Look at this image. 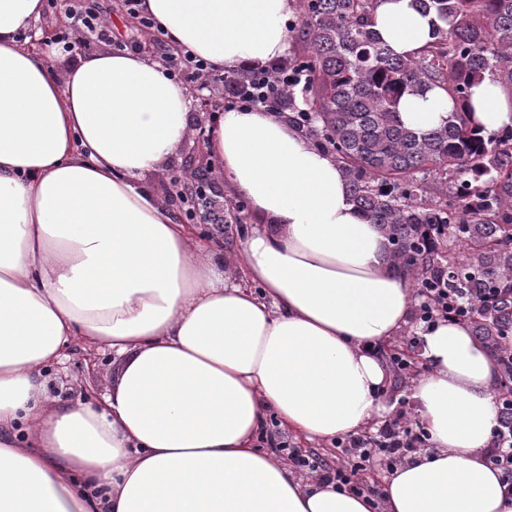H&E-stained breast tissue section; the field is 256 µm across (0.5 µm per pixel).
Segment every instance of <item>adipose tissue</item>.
Segmentation results:
<instances>
[{"label":"adipose tissue","mask_w":512,"mask_h":512,"mask_svg":"<svg viewBox=\"0 0 512 512\" xmlns=\"http://www.w3.org/2000/svg\"><path fill=\"white\" fill-rule=\"evenodd\" d=\"M141 8L173 50L222 69L287 53L296 0ZM43 12L0 0V512H512L484 455L499 366L463 323L421 333L410 397L433 447L381 497L304 481L258 448L271 418L315 442L382 417L415 282L335 159L273 112L227 110L207 147L265 229L228 255L200 243L143 184L193 134L186 89L128 51L57 74L56 46L29 37ZM373 21L397 55L432 39L410 0H378ZM470 101L484 135L512 129V86L484 79ZM452 109L434 88L400 118L427 131ZM76 346L120 359L96 401L50 395Z\"/></svg>","instance_id":"ef3b65f1"}]
</instances>
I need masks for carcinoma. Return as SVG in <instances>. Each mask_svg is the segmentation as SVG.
Listing matches in <instances>:
<instances>
[{
	"label": "carcinoma",
	"mask_w": 512,
	"mask_h": 512,
	"mask_svg": "<svg viewBox=\"0 0 512 512\" xmlns=\"http://www.w3.org/2000/svg\"><path fill=\"white\" fill-rule=\"evenodd\" d=\"M296 2L288 64L307 76L304 102L283 92L269 107L336 159L351 202L387 239L390 266L418 287L444 277L471 300L473 335L500 357L512 343V129L482 135L469 99L487 76L512 84V0H411L436 19L433 41L413 56L373 29L376 0ZM431 87L454 111L420 132L400 119V101ZM169 185L186 219L242 223L244 204L219 212L207 180Z\"/></svg>",
	"instance_id": "carcinoma-1"
}]
</instances>
